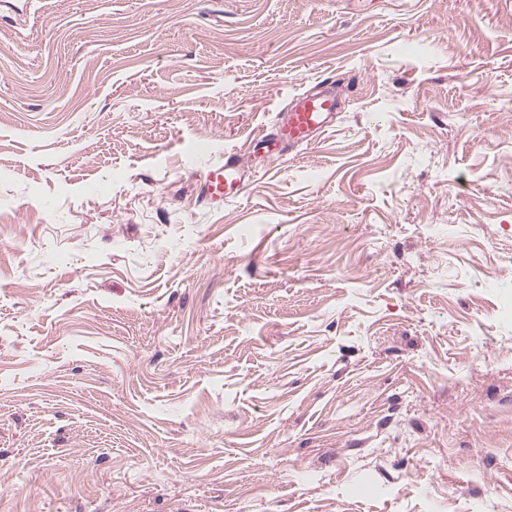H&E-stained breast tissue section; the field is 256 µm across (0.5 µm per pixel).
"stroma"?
<instances>
[{
	"mask_svg": "<svg viewBox=\"0 0 512 512\" xmlns=\"http://www.w3.org/2000/svg\"><path fill=\"white\" fill-rule=\"evenodd\" d=\"M511 296L512 0H0V512H512ZM338 108V98L329 89L303 94L293 100L276 126L259 132L254 140L267 145H288L289 149L307 145L330 126ZM244 161L234 153H225L224 161L211 164L201 182V195L212 205L243 192ZM227 190H231L227 192Z\"/></svg>",
	"mask_w": 512,
	"mask_h": 512,
	"instance_id": "obj_1",
	"label": "stroma"
}]
</instances>
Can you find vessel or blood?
I'll list each match as a JSON object with an SVG mask.
<instances>
[{"instance_id": "1", "label": "vessel or blood", "mask_w": 512, "mask_h": 512, "mask_svg": "<svg viewBox=\"0 0 512 512\" xmlns=\"http://www.w3.org/2000/svg\"><path fill=\"white\" fill-rule=\"evenodd\" d=\"M339 108L337 96L328 89L295 98L276 126L259 132L258 142L281 144L291 148L310 143L331 124ZM244 162L233 153L225 154L223 161L211 164L201 182V194L211 204L223 203L227 196H238L244 189Z\"/></svg>"}]
</instances>
